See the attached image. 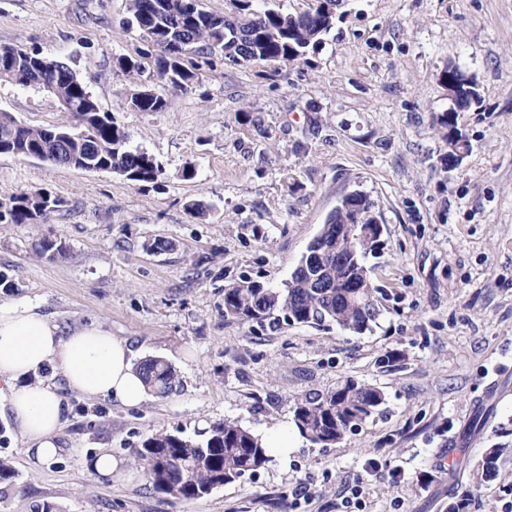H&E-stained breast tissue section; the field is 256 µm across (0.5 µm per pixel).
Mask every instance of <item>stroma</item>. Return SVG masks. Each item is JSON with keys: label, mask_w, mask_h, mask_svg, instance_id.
<instances>
[{"label": "stroma", "mask_w": 512, "mask_h": 512, "mask_svg": "<svg viewBox=\"0 0 512 512\" xmlns=\"http://www.w3.org/2000/svg\"><path fill=\"white\" fill-rule=\"evenodd\" d=\"M127 0H0V43L67 62L128 147L156 159L134 184L0 155V200L50 192L38 224H0V300L37 305L61 334L92 323L160 357L178 383L129 408L69 392L59 461L33 467L0 399V512H512V0H344L318 49L279 69L186 54L198 81L163 112H135L139 83L117 57L148 46ZM475 78L481 100L450 112L439 74ZM30 126L74 117L48 94L0 83V112ZM470 150L449 166L448 130ZM381 227L367 255L377 320L257 323L224 314L241 280L281 288L346 194ZM207 205L196 214L191 205ZM61 242L57 256L43 240ZM162 240L167 250L151 245ZM353 379L378 413L323 447L299 439L253 476L184 500L148 486L133 451L148 436L231 420L255 434L292 424L297 400ZM507 446L497 481L475 486L485 448ZM132 480L92 469L102 451Z\"/></svg>", "instance_id": "1"}]
</instances>
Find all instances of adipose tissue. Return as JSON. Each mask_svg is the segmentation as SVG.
<instances>
[{
    "label": "adipose tissue",
    "instance_id": "obj_1",
    "mask_svg": "<svg viewBox=\"0 0 512 512\" xmlns=\"http://www.w3.org/2000/svg\"><path fill=\"white\" fill-rule=\"evenodd\" d=\"M49 365L58 367L70 390L81 396L109 398L127 407L140 405L148 396L130 348L108 328L82 326L64 336L35 306L0 303V388L40 465L56 461V436L66 413L52 385L30 380Z\"/></svg>",
    "mask_w": 512,
    "mask_h": 512
}]
</instances>
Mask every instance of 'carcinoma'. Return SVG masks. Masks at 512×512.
Here are the masks:
<instances>
[{
  "mask_svg": "<svg viewBox=\"0 0 512 512\" xmlns=\"http://www.w3.org/2000/svg\"><path fill=\"white\" fill-rule=\"evenodd\" d=\"M255 0H237L245 19L241 38L224 25V17L206 10L202 0H128L127 29L139 32L143 41L163 50L153 72H146L142 59L121 56L115 66L124 74L148 79L131 90L127 107L136 112H162L168 106L160 86L186 94L196 73L183 62L184 52L221 53L236 64L274 66L301 59L331 29L324 4L306 12L307 22L280 7H253ZM39 70L55 86L52 93L61 108L82 121L78 133L61 146L48 138L49 127L22 124L0 112V155L27 158L59 153L71 166L84 170L119 169L134 183H153L162 173L154 157L127 147V131L100 106L65 62L15 44H0V82L15 83L16 75ZM61 204L47 191L19 193L0 201V224H37ZM354 225L336 209L308 246V262L297 267L282 289L265 288L245 281L224 289V316L260 322L282 312L299 324L333 321L340 328L360 333L378 316L374 288H359L362 274L369 273L364 260L379 246V235L362 245ZM147 388L165 395L176 386V371L166 360L147 358L137 365ZM384 404L381 390L353 379L336 389L295 404L293 421L298 432L313 444L341 442ZM505 447L484 451L474 472L478 484L492 483L499 476ZM134 457L149 485L174 498L195 499L213 489L254 474L270 461L258 435L226 420L196 432V437L160 433L147 437L134 450Z\"/></svg>",
  "mask_w": 512,
  "mask_h": 512,
  "instance_id": "obj_1",
  "label": "carcinoma"
}]
</instances>
